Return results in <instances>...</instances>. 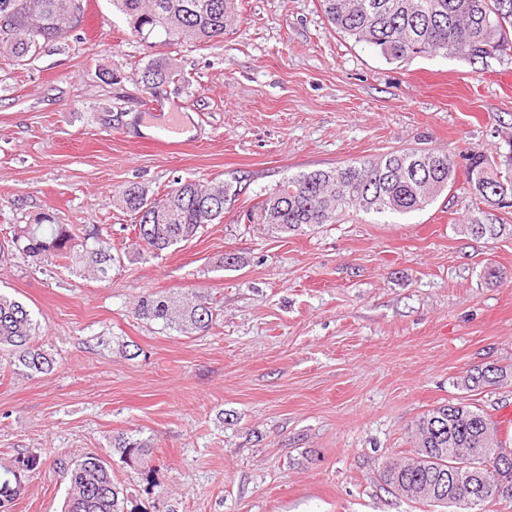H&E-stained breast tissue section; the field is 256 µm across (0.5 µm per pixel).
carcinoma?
Instances as JSON below:
<instances>
[{
  "instance_id": "obj_1",
  "label": "carcinoma",
  "mask_w": 512,
  "mask_h": 512,
  "mask_svg": "<svg viewBox=\"0 0 512 512\" xmlns=\"http://www.w3.org/2000/svg\"><path fill=\"white\" fill-rule=\"evenodd\" d=\"M328 23L339 33L363 43L390 61L410 56L455 55L470 64H485L512 47V0H319ZM74 0H0V58L17 65L32 59L44 44L64 39L83 17ZM132 35L146 30L164 43L204 45L224 38L231 26L234 0H112ZM144 75L155 86L180 76L167 60H153ZM465 177L476 204L512 208V155L500 167L480 151L465 156ZM457 179L453 158L439 150L405 149L374 159L352 161L329 170L302 172L279 183L257 206V223L281 233H305L335 224L349 211L385 218L420 211ZM231 182L212 186L180 181L160 194L163 209L143 212L145 188L131 183L119 191V201L135 220L133 231L143 249L163 253L193 238L206 224L223 218L224 206L239 195ZM479 219L461 225L473 237ZM505 224H488L484 239H497ZM103 228L53 224L47 216L36 224L17 225L5 252L21 251L47 257L64 268L79 262L84 271L105 278L112 252ZM138 316L160 320L182 332L207 331L217 322L212 299L202 293L190 299L149 294L136 309ZM29 375L52 371L55 360L39 344L36 324L21 302L0 293V361ZM512 384V367H474L462 386L468 390ZM413 458L386 463L380 478L402 497L454 512H487L488 504H512V464L505 467L495 425L482 409L448 402L422 415L414 424ZM124 462L149 455V444L128 435L113 439ZM20 467L0 479V508L14 500L22 476L37 464L34 456L16 460ZM67 483L64 512H124V499L112 480V464L89 453L60 464ZM465 477L480 488L476 501L461 507L443 493V482Z\"/></svg>"
}]
</instances>
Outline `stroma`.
<instances>
[{
  "label": "stroma",
  "mask_w": 512,
  "mask_h": 512,
  "mask_svg": "<svg viewBox=\"0 0 512 512\" xmlns=\"http://www.w3.org/2000/svg\"><path fill=\"white\" fill-rule=\"evenodd\" d=\"M203 46L132 37L110 0L23 65L0 61V239L41 214L108 231L104 279L16 254L0 291L30 310L56 363L0 371V474L36 456L6 512H62L57 459L106 454L132 433L148 465L112 460L125 512H440L380 479L408 458L412 427L466 400L512 450V386L470 392L467 369L512 365V233L477 239L464 178L424 210L346 214L305 234L247 215L303 171L405 148L495 156L512 137V51L486 70L458 56L387 62L338 33L319 0H236ZM166 58L182 79L144 90ZM196 135L140 143L152 101ZM233 181L220 222L154 255L135 243L117 193L177 180ZM239 259L226 267L225 255ZM497 276L486 279L485 269ZM202 292L216 325L192 335L139 317L142 296Z\"/></svg>",
  "instance_id": "1"
}]
</instances>
